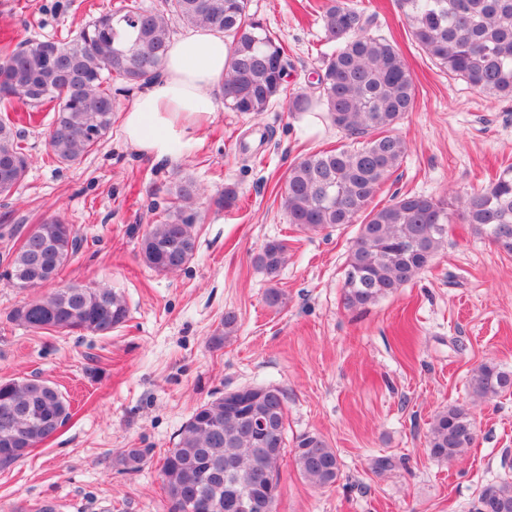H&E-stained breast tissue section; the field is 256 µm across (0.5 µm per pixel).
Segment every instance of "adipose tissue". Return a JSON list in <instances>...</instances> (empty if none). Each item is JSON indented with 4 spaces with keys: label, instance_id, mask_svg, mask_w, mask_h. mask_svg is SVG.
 <instances>
[{
    "label": "adipose tissue",
    "instance_id": "1",
    "mask_svg": "<svg viewBox=\"0 0 512 512\" xmlns=\"http://www.w3.org/2000/svg\"><path fill=\"white\" fill-rule=\"evenodd\" d=\"M228 40L223 32L196 28L172 38L160 82L145 86L125 109L126 142L157 160L192 148L194 134L214 113L224 86Z\"/></svg>",
    "mask_w": 512,
    "mask_h": 512
}]
</instances>
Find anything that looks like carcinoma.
<instances>
[{
    "instance_id": "obj_1",
    "label": "carcinoma",
    "mask_w": 512,
    "mask_h": 512,
    "mask_svg": "<svg viewBox=\"0 0 512 512\" xmlns=\"http://www.w3.org/2000/svg\"><path fill=\"white\" fill-rule=\"evenodd\" d=\"M163 12L124 5L95 17L69 42L80 82L66 79L68 67L55 55L58 42L25 41L0 51V109L21 101L38 107L57 103L48 145L63 164L90 152L110 131L115 100L112 82L126 85L155 78L170 43L172 25L183 23L224 32V106L243 115L260 114L278 99L290 112H323L349 144L309 154L288 168L281 196L288 221L304 231H321L362 218L348 250L344 304L363 309L397 292L424 270L448 241L450 224H470L494 248L512 255V168L480 190L459 199V207L407 193L377 208L373 199L397 170L407 151L398 129L415 100L406 61L389 40L371 33L373 17L349 0H326L322 28L331 50L323 53L317 91L288 89L287 49L248 10V0H165ZM411 40L448 75L480 92L512 97V0H396ZM9 153V176L0 161V196L23 182L29 159L14 126L0 121V152ZM179 205L150 225L141 243L142 261L158 273L181 270L194 256L200 188L190 179L174 185ZM72 225L54 214L41 219L20 244L6 272L20 288H42L34 278L38 249L53 274L77 251ZM269 278L288 261V243L265 242L253 258ZM128 317L124 298L109 288L71 283L41 298L24 301L9 319L31 330L107 336ZM237 315L224 313L220 345L235 331ZM472 397L490 400L512 392V370L486 361L471 372ZM246 397L227 405L224 396L197 407L181 426L160 469L169 512H201L198 504L220 505L246 492L279 496L281 462L287 442L285 390L268 384L243 387ZM70 417V404L46 381H0V470L24 458L52 437ZM274 421L276 436L256 428ZM475 421L459 405L438 411L429 423L427 451L458 461L473 447ZM147 450L129 448L117 459L137 472ZM294 461L316 488L341 475L337 450L317 433L301 434ZM474 512H512V480L485 484Z\"/></svg>"
}]
</instances>
